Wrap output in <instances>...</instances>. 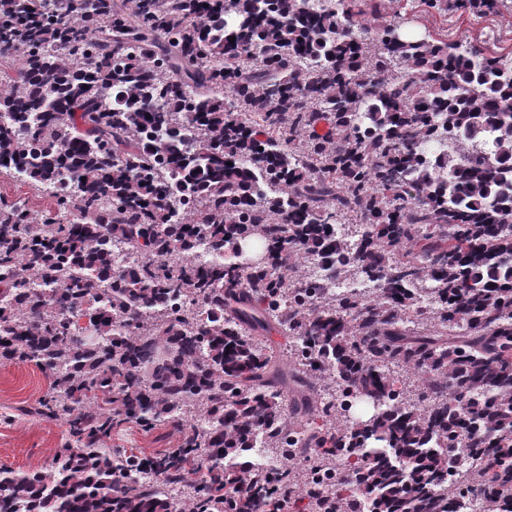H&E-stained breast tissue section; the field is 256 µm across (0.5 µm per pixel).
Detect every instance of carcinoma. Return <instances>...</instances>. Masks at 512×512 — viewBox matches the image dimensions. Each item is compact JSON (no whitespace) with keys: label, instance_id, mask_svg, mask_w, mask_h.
Returning <instances> with one entry per match:
<instances>
[{"label":"carcinoma","instance_id":"1","mask_svg":"<svg viewBox=\"0 0 512 512\" xmlns=\"http://www.w3.org/2000/svg\"><path fill=\"white\" fill-rule=\"evenodd\" d=\"M354 4L0 0L21 61L0 70V174L69 177L52 210L0 194V360L46 374L29 413L69 431L40 469L0 467V512H170L157 481L192 489L186 512L298 490L318 512H512V55ZM118 245L141 263L116 270ZM117 420L178 444L118 462ZM262 448L317 463L297 482Z\"/></svg>","mask_w":512,"mask_h":512}]
</instances>
